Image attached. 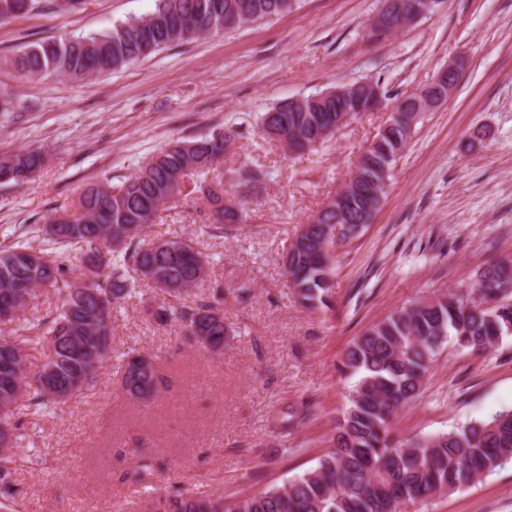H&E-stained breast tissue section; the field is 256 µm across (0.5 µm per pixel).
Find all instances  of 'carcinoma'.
<instances>
[{
	"mask_svg": "<svg viewBox=\"0 0 512 512\" xmlns=\"http://www.w3.org/2000/svg\"><path fill=\"white\" fill-rule=\"evenodd\" d=\"M439 0H400L380 40L411 12L431 10ZM288 9L287 0H156L146 17H131L103 31L43 39L18 50L13 66L25 76L81 79L115 71L167 46L215 35ZM432 90L411 94L395 106L390 124L355 162V176L318 212V223L293 235L284 265L297 298L310 307L327 304L334 288L330 250L356 238L377 210L392 166L407 147L420 119L421 101ZM372 107L370 91L357 82L302 98L287 99L259 116L261 137L296 154L311 152L329 136L338 113ZM240 132L233 127L194 139H176L152 155L134 175L119 184L108 180L87 187L76 212L47 219L52 247L35 250L17 241L0 250V306L16 312L26 306L39 285L64 293L55 318L24 323L0 337V362L16 365L15 382L0 378V429L11 446L0 447V512H16L12 496L10 454L22 448L18 433L22 410L36 413L86 389L109 357L112 313L135 293L137 279L159 285L162 273L172 288L158 316L173 322L205 348L222 351L224 281L214 278L208 261L187 240L164 239L166 249L144 246L139 232L156 222L161 205L180 196L190 172L208 174L230 152ZM45 163L38 152L14 154L0 162L8 181L26 182ZM269 172L244 166L236 172L240 186L254 188ZM213 224H243V210L218 206ZM123 241L119 249L110 243ZM103 253L95 270L75 268L61 255ZM90 278L94 292L76 301L74 285ZM512 336V267L501 261L483 268L472 296L454 292L419 298L396 309L345 348L343 372L354 379L348 405L332 445L315 467L264 492L236 497L161 494L148 500L150 512H397L408 503L443 496L512 461V411L486 421L454 427L405 447L395 440L391 423L399 408L417 398L445 343L462 351H485ZM52 345L46 366L54 369L59 398L51 394L41 370L29 377L25 361L43 339ZM126 390L149 396L157 386L156 368L140 356L124 364Z\"/></svg>",
	"mask_w": 512,
	"mask_h": 512,
	"instance_id": "cac0c4a2",
	"label": "carcinoma"
}]
</instances>
